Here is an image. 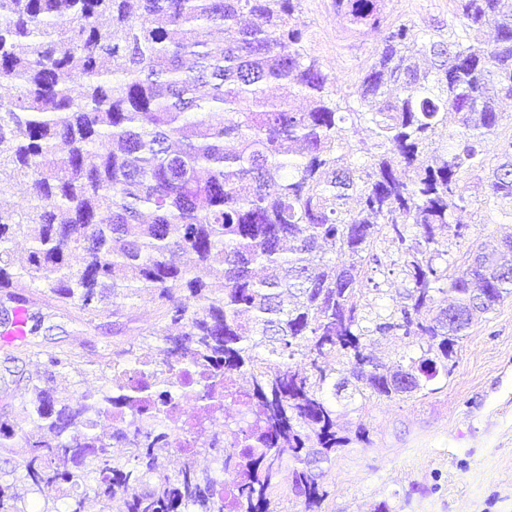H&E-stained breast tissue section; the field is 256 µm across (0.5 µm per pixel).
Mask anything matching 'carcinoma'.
Listing matches in <instances>:
<instances>
[{
	"instance_id": "obj_1",
	"label": "carcinoma",
	"mask_w": 512,
	"mask_h": 512,
	"mask_svg": "<svg viewBox=\"0 0 512 512\" xmlns=\"http://www.w3.org/2000/svg\"><path fill=\"white\" fill-rule=\"evenodd\" d=\"M299 2L0 0V88L13 90L0 96V201L21 181L31 192L26 211H0V288H43L91 318L147 300L165 322L154 349L115 353L105 388L73 402L29 379L21 421L0 420V448H26L15 480L58 489L64 512H86L89 492L112 512H276L286 456L302 512H321L314 465L348 443L326 388L425 390L448 378L473 320L512 297V270L497 267L511 240L482 243L459 272L435 262L438 229L462 236V176L485 168L512 99V11L454 0L460 36L393 26L387 0H333L351 32L381 34L360 111L307 54ZM280 81L306 108L266 97ZM362 120L375 142L358 165L346 124ZM485 195L512 207V140ZM381 235L410 287L370 329L361 300ZM19 238L30 251L17 267ZM371 333L423 344L390 369L367 351ZM338 355L347 368L330 367ZM181 397L196 411L172 418ZM228 403L241 407L230 443L210 429ZM188 425L194 444L168 473ZM200 448L217 469L197 467ZM14 487L0 482V512H27Z\"/></svg>"
}]
</instances>
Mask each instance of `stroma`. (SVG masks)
I'll use <instances>...</instances> for the list:
<instances>
[{
  "label": "stroma",
  "instance_id": "1",
  "mask_svg": "<svg viewBox=\"0 0 512 512\" xmlns=\"http://www.w3.org/2000/svg\"><path fill=\"white\" fill-rule=\"evenodd\" d=\"M386 12L396 25L458 27L454 0H388ZM297 20L307 51L335 74L337 100L355 105L352 92L374 60L378 35H351L333 0H300ZM486 176L483 169L464 176L466 206L458 214L464 234L442 238L449 271L462 270L467 252L482 241L512 236V220L485 204ZM377 252L382 264L370 273L376 287L363 299L369 320L394 313L409 286L400 253L385 241ZM24 294V340L0 335V416L13 419L29 399L27 378L47 354L65 359L62 374L77 399L103 387L102 359L147 348L160 322L158 306L142 300L118 316L91 319L40 289ZM448 369L447 381L426 395L365 400L347 389L333 398L340 433L350 442L319 465L322 512H377L382 504L388 512H512V298L471 325ZM360 427L367 440L356 439Z\"/></svg>",
  "mask_w": 512,
  "mask_h": 512
}]
</instances>
